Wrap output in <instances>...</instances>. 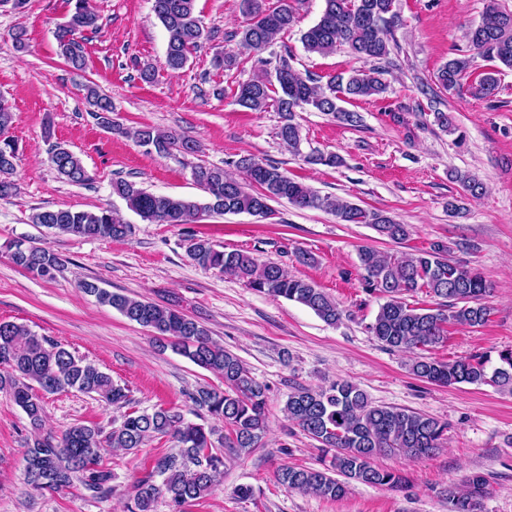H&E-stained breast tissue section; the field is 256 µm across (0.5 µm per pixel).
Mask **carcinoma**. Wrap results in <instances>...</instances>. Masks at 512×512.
<instances>
[{"label": "carcinoma", "mask_w": 512, "mask_h": 512, "mask_svg": "<svg viewBox=\"0 0 512 512\" xmlns=\"http://www.w3.org/2000/svg\"><path fill=\"white\" fill-rule=\"evenodd\" d=\"M72 2L73 11L56 29L55 39L64 61L71 68L82 70L86 51L81 32L94 26L97 17L88 0ZM394 2L324 0L319 20L301 35L309 53L324 56L343 47L369 67L333 75L323 89L316 79L302 76L288 57L281 56L275 74L266 72L239 85L237 104L253 112L275 107L280 115L278 136L296 152L300 150L301 136L294 117L300 107L307 105L350 125L357 122V115L338 102L387 93L385 74L392 65L390 35L398 23ZM241 6L248 20L239 32L240 44L256 55L297 22L296 8L286 2L271 11L266 9L264 0H242ZM195 7L196 0H153L154 15L166 32L165 66L172 72L186 67L203 40ZM465 38L476 54L512 69V10L502 7L499 0H487L480 21L466 30ZM470 66L471 58L466 56L448 60L437 73L438 84L448 92L456 90ZM498 74L497 70L483 73L471 86L472 95L478 99L494 96ZM86 98L98 124L123 132L111 118L114 107L107 94L89 86ZM11 123L10 106L0 99V200L15 192L11 175L17 146L9 135ZM129 135L148 153L169 155L175 149L190 154L197 149L192 139L177 138L147 125ZM50 153L60 179L72 185L90 181L81 158L74 152L54 144ZM229 165L244 171L256 189L247 190L222 167L198 164L191 175L206 194L203 201L155 194L124 179L112 182V193L125 202L129 211L150 224L185 225L214 215L239 213L267 218L273 213L270 202L285 199L298 209L331 212L343 224H368L380 236L396 243L410 236L409 225L398 223L389 213L322 195L289 178L280 167L251 155L232 160ZM452 179L459 183L466 198L474 200L484 193V184L474 174L456 171ZM30 220L81 239L121 240L135 232L134 225L107 207L38 209ZM184 248L196 265L234 277L256 292L301 304L329 325L343 319L344 311L326 292L308 280L288 274L276 263L260 264L245 250L226 252L192 230L185 235ZM9 249L12 262L38 278L51 280L63 267V260L49 250L27 246L22 241L10 244ZM447 253L448 246L441 242L400 259L384 257L368 246L359 249L367 290L384 298L367 329L386 349L433 348L448 341V327H478L489 320L491 309L483 303L490 293L489 285L479 272L450 263ZM79 288L151 331L162 347H170L220 376L224 390L200 387L188 395L189 402L224 425V447L246 453L258 444L267 431L269 386L253 377L237 356L214 342L203 323L171 306L111 292L93 281L82 280ZM422 289L438 299L437 306L415 307L405 301V294ZM409 370L418 379L435 384H490L512 390L511 350L500 353L495 366L486 355L448 361L423 355L410 363ZM72 389L94 394L110 406L121 407L129 402L126 388L114 383L100 368L24 325L0 322V391L9 392L34 429H40L44 414L38 391ZM285 411L288 420L316 440L330 460L322 469L285 464L276 471V482L289 491L330 500L344 498L353 483L400 488L404 477L376 466L374 457L381 453L408 460L428 457L440 447L447 431L446 424L426 414L374 404L358 385L347 380L317 387L297 385L288 394ZM215 432L212 425L194 422L179 410L163 407L127 413L108 431L97 424L76 423L59 436L35 435L25 453V477L38 490L59 492L78 479L88 491L102 494L112 482V471L100 460L102 443L134 453L156 438L170 436L179 448L154 457L150 469L137 481L127 512H156L162 499L171 512H186L190 503L207 496L222 482L224 456L214 452ZM486 485L482 475L474 474L465 487H448V512H481Z\"/></svg>", "instance_id": "1"}]
</instances>
